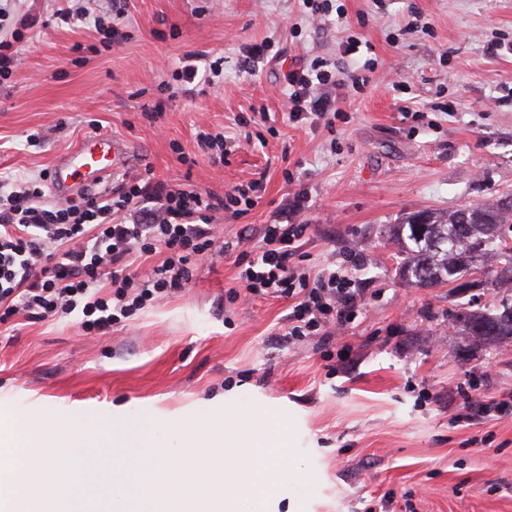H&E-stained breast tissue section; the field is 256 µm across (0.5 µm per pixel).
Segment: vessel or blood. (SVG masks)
I'll list each match as a JSON object with an SVG mask.
<instances>
[{"instance_id":"obj_1","label":"vessel or blood","mask_w":512,"mask_h":512,"mask_svg":"<svg viewBox=\"0 0 512 512\" xmlns=\"http://www.w3.org/2000/svg\"><path fill=\"white\" fill-rule=\"evenodd\" d=\"M124 151L123 142L107 130L84 136L53 165L50 179L56 196L66 197L75 186L98 184L111 178L122 166Z\"/></svg>"}]
</instances>
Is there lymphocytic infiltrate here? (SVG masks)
Masks as SVG:
<instances>
[{
	"instance_id": "f902f5d3",
	"label": "lymphocytic infiltrate",
	"mask_w": 512,
	"mask_h": 512,
	"mask_svg": "<svg viewBox=\"0 0 512 512\" xmlns=\"http://www.w3.org/2000/svg\"><path fill=\"white\" fill-rule=\"evenodd\" d=\"M284 81L290 120L312 115L329 129L331 99L318 94V87L356 89L362 78L351 72L336 79L313 65L290 68ZM261 190L256 180L220 198L140 176L114 194L46 205L36 182L1 178L0 324L19 314L42 319L78 311L83 331L103 335L185 288L198 262L233 251L239 280L250 295L293 300L289 336L343 329L359 314L360 293L335 264L313 272L292 263L305 225H262L249 251H235L233 243L222 240L217 213L241 203L258 205ZM159 251L161 262L139 270V258Z\"/></svg>"
}]
</instances>
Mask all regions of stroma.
<instances>
[{"label": "stroma", "mask_w": 512, "mask_h": 512, "mask_svg": "<svg viewBox=\"0 0 512 512\" xmlns=\"http://www.w3.org/2000/svg\"><path fill=\"white\" fill-rule=\"evenodd\" d=\"M77 0H0V37L22 56L0 80V173L36 178L99 127L123 141L128 175L224 196L263 179L261 203L223 212L225 239L274 221L305 225L300 266L343 265L363 293L344 333L285 341L292 303L242 292L232 260H202L184 290L87 336L81 313L0 325V412L79 404L76 436L112 410L150 405L153 435L224 399V424L280 449L288 479L238 512H512V415L459 419L465 396L512 401V346L477 343L453 320L496 293L415 288L396 271L390 225L512 195V0H127L112 48L60 12ZM36 24L26 28L23 17ZM361 41L358 54L346 44ZM267 44L249 60L246 46ZM221 63L218 84L185 94L186 56ZM369 64L337 93L333 129L294 122L284 75ZM265 109L267 123L240 117ZM233 144L226 164L200 131Z\"/></svg>", "instance_id": "35a3bbf8"}]
</instances>
